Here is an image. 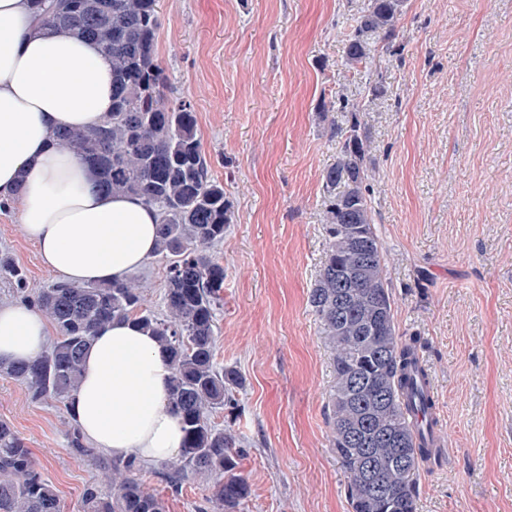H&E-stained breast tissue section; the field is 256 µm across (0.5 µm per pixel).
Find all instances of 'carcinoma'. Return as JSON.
<instances>
[{"label":"carcinoma","instance_id":"carcinoma-1","mask_svg":"<svg viewBox=\"0 0 512 512\" xmlns=\"http://www.w3.org/2000/svg\"><path fill=\"white\" fill-rule=\"evenodd\" d=\"M44 25L97 42L112 56V112L82 130L59 129L55 142L96 173V185L131 194L160 216L157 253L169 259L164 312L143 309L137 285L71 286L53 283L28 296L51 321L56 337L32 361L0 362V375L23 383L35 399L71 398L84 350L95 332L115 318H131L152 331L167 352L168 406L184 432L180 458L168 478L190 474L214 479L212 496L236 512L251 492L237 474L235 439L212 425L213 411L241 385L238 372L215 358V311L224 288V264L212 247L224 240L232 204L212 178L186 97L168 100L157 58L159 0H31ZM407 0H367L354 18L344 47L351 69L373 66L375 53L400 34ZM340 149L322 176L327 249L309 294L333 355L330 393L332 445L348 475L352 512H417L418 477L431 449L423 444L428 413L426 370L416 359L419 339L396 327L386 277L387 255L374 225L369 196L371 160L362 109L347 110L336 128ZM0 277L25 290V271L0 256ZM112 485L84 493L87 512H164L160 498L139 478L130 456L109 463L93 448ZM0 512H60L55 487L43 479L26 442L0 422Z\"/></svg>","mask_w":512,"mask_h":512}]
</instances>
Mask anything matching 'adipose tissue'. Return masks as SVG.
Returning <instances> with one entry per match:
<instances>
[{"label": "adipose tissue", "mask_w": 512, "mask_h": 512, "mask_svg": "<svg viewBox=\"0 0 512 512\" xmlns=\"http://www.w3.org/2000/svg\"><path fill=\"white\" fill-rule=\"evenodd\" d=\"M111 110L109 55L38 25L30 0H0V201L21 198V222L44 265L74 285L128 279L157 246V211L139 197L95 190L91 169L52 139ZM48 336L39 314L0 304V361L33 360ZM170 376L149 331L128 320L102 326L72 396L77 428L115 457L177 458L183 432L167 404Z\"/></svg>", "instance_id": "obj_1"}]
</instances>
